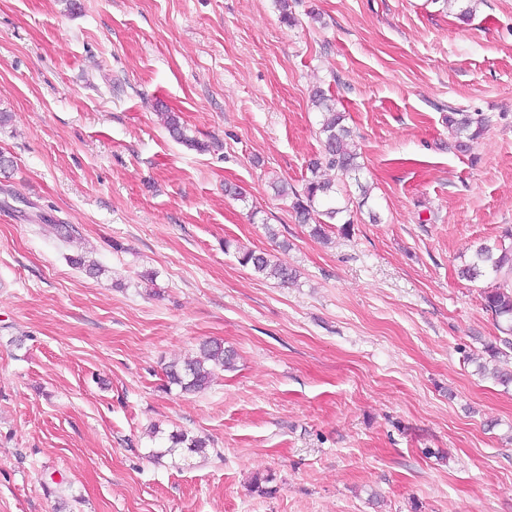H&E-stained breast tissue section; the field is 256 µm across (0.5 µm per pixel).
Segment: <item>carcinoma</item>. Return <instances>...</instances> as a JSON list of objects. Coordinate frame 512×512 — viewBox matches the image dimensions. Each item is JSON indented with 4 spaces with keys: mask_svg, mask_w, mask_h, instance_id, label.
I'll return each mask as SVG.
<instances>
[{
    "mask_svg": "<svg viewBox=\"0 0 512 512\" xmlns=\"http://www.w3.org/2000/svg\"><path fill=\"white\" fill-rule=\"evenodd\" d=\"M312 101L322 112V156L311 163L312 178L305 180L301 189L290 191L288 187L281 185L275 187V190L279 196L291 198V206L298 219L304 224H312L311 232L314 236L325 239V226L336 223L343 209L334 205L323 210L317 208V205L333 199L334 193V184L318 178L317 172L324 166L343 176H350L358 173L361 165L358 162L357 144L352 138L351 130L344 124L345 116L336 111L331 96L319 87L313 92ZM163 116L164 127L174 140L199 150L206 149V145L186 135L176 113L165 112ZM488 126L489 119L480 112H448V128L455 138L454 147L459 150H470L484 136ZM239 262L259 275L273 277L283 283L296 278L295 270L281 261L271 259L265 252L247 251L239 257ZM459 274L472 281L482 276H488L494 281V284L481 290V298L483 308L495 319L502 336L497 338V343L485 346V352L494 364L478 365V373L505 388L512 386V369L505 370L495 365L499 358L512 354V228L504 229L499 239L493 243L479 245L472 262L462 266ZM234 360L235 352L225 348L223 343L206 341L200 346L199 357L182 364L172 363L166 366L165 375L169 383L184 391L200 392L209 387L216 369H231ZM168 440L170 446L166 452L170 455L178 450L188 454H201L207 447L204 440L185 432L172 433Z\"/></svg>",
    "mask_w": 512,
    "mask_h": 512,
    "instance_id": "cac0c4a2",
    "label": "carcinoma"
}]
</instances>
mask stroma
<instances>
[{"mask_svg":"<svg viewBox=\"0 0 512 512\" xmlns=\"http://www.w3.org/2000/svg\"><path fill=\"white\" fill-rule=\"evenodd\" d=\"M77 4L0 0V512H512L499 330L457 274L512 226V0ZM318 86L372 187L327 244L275 191L321 151ZM452 108L491 119L469 152ZM212 339L234 370L168 386ZM161 114L164 116V127L174 140L199 150H205L206 145L186 135L185 128L180 123V117L175 112H162ZM243 266H249L256 274L264 277H273L282 283L294 281L296 272L286 263L274 261L269 254L261 251L250 250L239 257ZM169 448L166 449L170 455H175L177 450L188 454H201L205 452L207 444L205 440L194 436H189L185 432H175L169 435Z\"/></svg>","mask_w":512,"mask_h":512,"instance_id":"35a3bbf8","label":"stroma"}]
</instances>
